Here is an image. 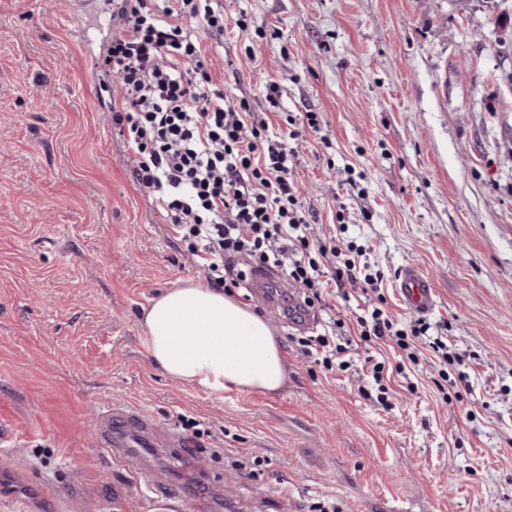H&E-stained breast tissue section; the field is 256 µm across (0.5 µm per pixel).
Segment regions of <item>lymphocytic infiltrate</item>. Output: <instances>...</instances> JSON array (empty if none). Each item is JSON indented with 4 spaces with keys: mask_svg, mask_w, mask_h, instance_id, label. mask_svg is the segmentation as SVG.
I'll return each instance as SVG.
<instances>
[{
    "mask_svg": "<svg viewBox=\"0 0 512 512\" xmlns=\"http://www.w3.org/2000/svg\"><path fill=\"white\" fill-rule=\"evenodd\" d=\"M118 30L107 50L118 92L112 122L127 148L139 190L163 211L214 288L237 284L238 259L271 267L302 290V308L325 305L331 287L378 293L367 251L314 235L290 176L289 141L300 130L271 129L245 101L230 99L203 63L196 26L224 32L211 0H117ZM362 341L407 351L448 346L414 319L398 323L373 307L358 317Z\"/></svg>",
    "mask_w": 512,
    "mask_h": 512,
    "instance_id": "lymphocytic-infiltrate-1",
    "label": "lymphocytic infiltrate"
}]
</instances>
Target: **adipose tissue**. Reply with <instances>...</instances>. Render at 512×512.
I'll return each instance as SVG.
<instances>
[{"mask_svg":"<svg viewBox=\"0 0 512 512\" xmlns=\"http://www.w3.org/2000/svg\"><path fill=\"white\" fill-rule=\"evenodd\" d=\"M140 324L152 363L207 395L272 394L285 385L282 346L273 328L223 289L179 283L149 300Z\"/></svg>","mask_w":512,"mask_h":512,"instance_id":"adipose-tissue-1","label":"adipose tissue"}]
</instances>
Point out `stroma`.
<instances>
[{"instance_id":"35a3bbf8","label":"stroma","mask_w":512,"mask_h":512,"mask_svg":"<svg viewBox=\"0 0 512 512\" xmlns=\"http://www.w3.org/2000/svg\"><path fill=\"white\" fill-rule=\"evenodd\" d=\"M219 3L223 37L194 31L216 82L277 128L315 113L291 170L306 209L326 230L344 210V238L368 248L395 320L412 318L401 268L423 267L437 294L430 332L461 360L426 350L413 364L361 343L355 290L332 314L351 366L328 371L243 283L233 294L274 328L286 386L214 397L164 376L141 310L200 274L112 125V0H0L8 512H512V0ZM369 356L385 364L393 409L360 391ZM120 403L161 436L195 418L194 465L164 446L100 448Z\"/></svg>"}]
</instances>
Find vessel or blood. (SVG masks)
I'll return each mask as SVG.
<instances>
[{
    "mask_svg": "<svg viewBox=\"0 0 512 512\" xmlns=\"http://www.w3.org/2000/svg\"><path fill=\"white\" fill-rule=\"evenodd\" d=\"M395 288L401 302L414 312L425 314L436 306L433 282L420 267L402 268ZM161 442L181 449L187 446L176 432L169 433ZM161 442L153 436V422L148 414L135 406L118 405L104 418L99 444L104 448H152Z\"/></svg>",
    "mask_w": 512,
    "mask_h": 512,
    "instance_id": "1",
    "label": "vessel or blood"
}]
</instances>
